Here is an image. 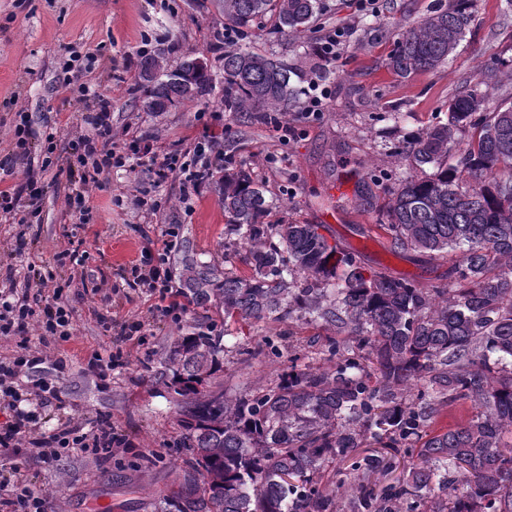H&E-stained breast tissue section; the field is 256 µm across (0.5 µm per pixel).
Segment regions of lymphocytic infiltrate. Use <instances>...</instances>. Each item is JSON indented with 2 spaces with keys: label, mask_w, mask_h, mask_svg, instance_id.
Instances as JSON below:
<instances>
[{
  "label": "lymphocytic infiltrate",
  "mask_w": 512,
  "mask_h": 512,
  "mask_svg": "<svg viewBox=\"0 0 512 512\" xmlns=\"http://www.w3.org/2000/svg\"><path fill=\"white\" fill-rule=\"evenodd\" d=\"M90 56L70 52L64 61L59 77L61 86L76 94L78 98H93L96 111L91 116L89 134L79 138L75 147L74 165L79 172L81 188L69 195L68 205L76 211H84V187L99 185L102 175L110 173L112 168L124 166L123 156L117 155L112 148V112L111 102L103 95L93 94L83 77L90 70ZM153 172L157 182L166 181L171 175L182 179L185 195L198 193L203 180L213 170L223 168L224 154L214 145H207L197 150L189 158H182L178 153L164 155L151 154ZM133 283L157 291L161 303L160 309L172 315L184 308L180 295L170 288L171 273L165 260L146 264L133 270ZM36 320L44 332L56 335L60 340H69L72 324V309L62 303L59 292L46 295L45 304L40 311H33L28 299L16 302H0V335L13 336L24 332L29 320ZM44 353L33 350L30 346H19L9 362L0 363V404L14 408L12 419L0 426V468L8 469L10 483L0 482V512H46L44 497L33 492L27 477L17 462H5L6 454L19 448L24 439H32L34 446L46 463L58 461L60 457L73 449H81L102 458H110L112 449L118 439L112 432V425L105 420L96 421L93 432H85L83 424L69 423L64 428L47 436L32 438L35 423L32 412L19 410L17 407L21 396L13 381L20 375H33L34 380L28 392L41 403L58 402L62 399V390L54 379L37 377L36 372L45 364Z\"/></svg>",
  "instance_id": "obj_1"
}]
</instances>
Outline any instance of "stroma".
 <instances>
[{
    "label": "stroma",
    "instance_id": "obj_1",
    "mask_svg": "<svg viewBox=\"0 0 512 512\" xmlns=\"http://www.w3.org/2000/svg\"><path fill=\"white\" fill-rule=\"evenodd\" d=\"M319 4L306 31L280 34L269 13L246 38V46L288 66L297 91L288 112L247 124L226 112L215 94L165 112L142 108L140 62L157 51L173 67L184 56L206 55L212 72L221 74L216 37L224 28L211 0H0V191L32 172L45 187L27 223L0 214V291L34 289L44 279L60 287L74 309L70 341L43 335L35 325L24 334L52 360L65 358L64 374H56L52 360L42 369L43 375L59 376L65 407L31 400L22 407L35 411L39 434L63 428L73 417L90 422L102 416L125 440L108 461L73 450L48 465L32 449H21L18 460L29 486L46 498L51 512H155L157 500L175 488L182 466L176 401L155 382L150 365L165 356L176 336L199 327L226 331L224 389L233 394L274 384L281 363L261 355L264 337L283 336L282 353L320 367L333 334L322 322L303 320L228 328L222 312L193 305L175 319L157 310L155 294L132 287L133 264L142 253L155 252L171 229L177 233L167 254L173 287L181 285V259L188 253L238 273L244 266L224 255L229 226L214 183L183 199L179 178L156 183L145 158L112 169L100 186L88 189L90 220L81 223L67 204L79 187L67 161L89 131L91 111L59 84V59L67 47L94 58L85 81L112 102L116 151L126 152L134 140L160 153L223 143L226 158L248 159L264 187L267 223L320 225L329 242L356 250L366 266L387 268L422 286L446 272L443 260L392 254L387 237L374 228L379 212L359 211L357 193L375 176L379 182L370 190L381 199L407 177L411 169L395 155V143L444 116L462 83L476 81L488 65L501 71L491 103L512 102V8L506 0H471L473 21L454 55L437 69L402 79L386 66L395 41L440 0H378L374 13L358 8L356 0ZM333 33L339 43L328 63L318 45ZM318 89L326 93L323 107L308 112L306 99ZM20 110L28 113L33 133L32 151L23 160L13 155L11 135ZM228 127L236 131L235 141H225ZM50 133L55 149L48 155ZM144 195L160 201V209H138L134 201ZM20 236L27 242L21 252L15 249ZM135 323L137 341L126 337ZM110 350L121 352V363L104 379L89 373L90 357ZM248 350L253 359H245Z\"/></svg>",
    "mask_w": 512,
    "mask_h": 512
}]
</instances>
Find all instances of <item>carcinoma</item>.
<instances>
[{
	"instance_id": "cac0c4a2",
	"label": "carcinoma",
	"mask_w": 512,
	"mask_h": 512,
	"mask_svg": "<svg viewBox=\"0 0 512 512\" xmlns=\"http://www.w3.org/2000/svg\"><path fill=\"white\" fill-rule=\"evenodd\" d=\"M317 2L214 6L244 38L269 12L282 31H303ZM471 22V0H448L398 35L388 67L408 78L441 66ZM195 60L188 55L172 71L161 53L141 61L144 111L208 96L219 83L224 111L253 123L287 111L295 97L288 67L263 54L224 49L218 83ZM497 83L499 69L485 67L450 99L446 121L394 146L412 167L434 172L390 189L377 228L395 254L452 260L446 281L428 288L366 270L319 224L264 223L269 204L248 163L215 179L247 271L223 272L186 254L182 297L224 310L226 322L308 317L335 336L326 367L290 356L274 386L234 396L216 381L224 334L176 337L153 370L177 395L183 430V474L164 512H343L341 497L318 486L325 463L350 459L362 477L387 472L384 455L359 448L398 451L416 440L422 448L394 482L379 492L349 487L351 512H512V445H501L512 431V103L485 111ZM459 400L479 407L476 418L428 432L438 407Z\"/></svg>"
}]
</instances>
